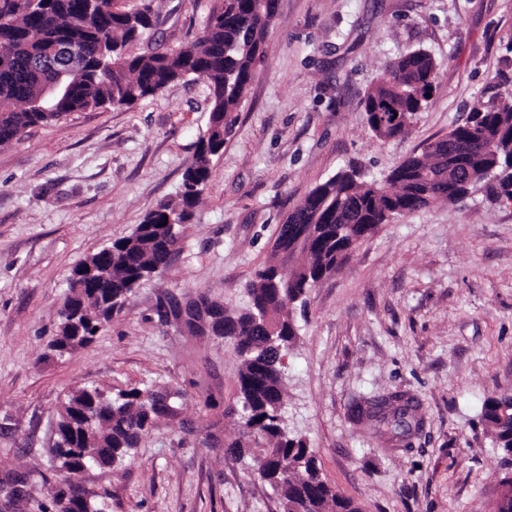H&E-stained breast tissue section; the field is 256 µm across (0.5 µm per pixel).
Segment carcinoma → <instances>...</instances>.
<instances>
[{
    "mask_svg": "<svg viewBox=\"0 0 512 512\" xmlns=\"http://www.w3.org/2000/svg\"><path fill=\"white\" fill-rule=\"evenodd\" d=\"M152 2L140 0L130 8L126 0H38L35 5L32 0H0V146L19 140L20 131L66 113L132 107L195 76L207 79L212 94L208 125L183 173L177 199L158 203L130 234L108 244L112 265L101 263V249L78 263L95 266L112 288L98 296L75 291L64 296L57 333L48 344L50 356L93 342L120 314L128 295L167 271L171 254L181 251V229L191 222L209 183L214 148L224 146L237 123L276 9L275 0H220L195 41L178 50L132 54L129 46L152 25ZM69 44L84 50V64L65 76L66 93L49 110H41L34 103L49 71L33 62H48L57 47ZM436 70L433 57L421 49L390 64L361 100L376 137L390 140L406 133L430 103L427 94L433 93ZM511 153L510 90L475 103L447 135L379 178H367L350 166L318 183L281 225L272 258L246 286L245 308L228 310L200 293L197 299L212 310L209 322L192 312L190 300L187 318L172 323L192 335L210 330L235 343L242 357L240 408L229 406L224 415L239 416L240 432L224 444V452L251 457L257 475L279 494L282 512H360L323 477L306 440L282 424L285 357L298 338L296 307L305 306L309 289L338 273L380 225L436 201H458L485 179H496L500 194L512 198V170L503 166ZM289 224L308 232L303 244H295ZM181 397L180 390L168 387L131 388L115 396L93 386L72 389L57 412L62 435L49 448L69 474L50 491L53 512H104L101 502L73 482L81 460L90 455L94 465L110 467L130 457L155 423L177 417ZM358 413L399 438L409 437L419 425L410 401L398 393L373 399ZM481 421L504 471V490L492 512H512V391L487 397ZM24 486L22 475L8 480L9 503L23 499Z\"/></svg>",
    "mask_w": 512,
    "mask_h": 512,
    "instance_id": "1",
    "label": "carcinoma"
}]
</instances>
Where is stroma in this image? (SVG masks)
<instances>
[{
	"label": "stroma",
	"mask_w": 512,
	"mask_h": 512,
	"mask_svg": "<svg viewBox=\"0 0 512 512\" xmlns=\"http://www.w3.org/2000/svg\"><path fill=\"white\" fill-rule=\"evenodd\" d=\"M216 0H154L133 50L178 49ZM421 49L437 77L404 137L383 141L360 106L399 55ZM512 90V0H278L265 54L178 259L130 293L90 345L45 358L76 264L176 197L205 132L210 86L169 85L133 108L71 112L0 147V482L27 477L38 512L66 473L49 454L73 388L181 391L119 466L78 481L106 512H281L238 433L242 359L233 342L161 324L165 296L207 293L227 309L271 257L280 224L338 169L380 175L444 136L480 100ZM476 184L383 224L343 269L309 290L286 359L284 420L321 472L361 512H490L502 490L481 422L487 396L512 390V202ZM412 397L407 444L357 419L366 399Z\"/></svg>",
	"instance_id": "stroma-1"
}]
</instances>
